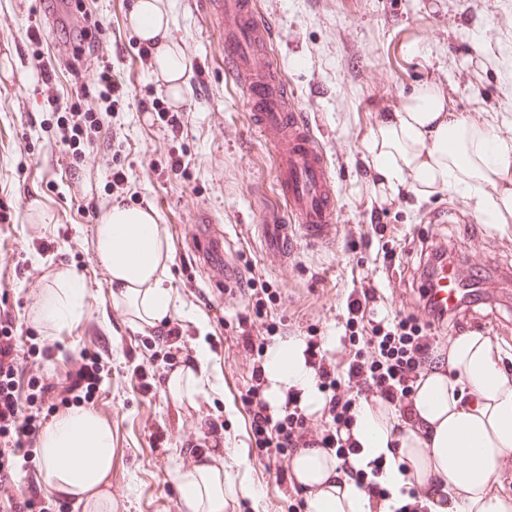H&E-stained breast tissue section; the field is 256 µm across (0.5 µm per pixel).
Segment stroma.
I'll return each mask as SVG.
<instances>
[{
  "mask_svg": "<svg viewBox=\"0 0 512 512\" xmlns=\"http://www.w3.org/2000/svg\"><path fill=\"white\" fill-rule=\"evenodd\" d=\"M277 36V65L323 140L337 181L342 230L334 244L298 240L287 267L271 271L262 260L257 225L273 194L272 161L243 106V90L224 77V46L192 0H163L171 23L163 44L176 46L191 66L181 101L167 95L155 71L138 58L140 40L129 24L134 0H81L85 15L103 29L96 52L72 68L79 28L49 26L45 0H0V59L14 65L0 76V274L12 288L0 307L15 317L26 350L51 348L46 382L65 377L69 358L99 353L106 376L95 393L107 410L115 463L108 480L117 497L112 512H181L178 469L195 466L193 447L203 444L210 422L223 424L210 463L230 478L252 485L254 497L233 501L235 512H305L306 495L293 483L277 485L247 438L242 396L251 365L232 339L245 314L243 294L212 287L194 266L189 226L197 213L224 227V248L245 279L269 282L277 300L270 321H286L289 340L319 336L331 354L344 348L352 275L376 272L382 244L405 250L425 232L456 256L479 248L488 263L479 297L465 306V333L496 338L512 369V223L478 219L461 195H418L404 189L384 215L373 213L376 174L366 144L384 117L416 89L433 87L453 111L481 123L495 119L512 130V0H257ZM421 49L407 54V45ZM43 51L61 96L90 82L97 55L112 62V74L127 89L87 163L74 160L60 141L58 117L47 106L34 69ZM157 102L179 113V137L140 102ZM182 158L171 172L172 154ZM120 169L128 183L117 193L110 183ZM155 211L166 232L171 261L167 287L171 322L187 334L181 360L170 366L151 356L144 335H161L166 324L147 329L132 323L112 301V283L96 262L97 219L82 211L84 198ZM458 212L456 224H430V211ZM71 270L86 282L82 318L57 332L41 326L34 307L57 274ZM195 284L187 295L186 284ZM210 355L209 382L193 399L171 396L167 380L193 367L199 349ZM236 367L225 371V360Z\"/></svg>",
  "mask_w": 512,
  "mask_h": 512,
  "instance_id": "35a3bbf8",
  "label": "stroma"
}]
</instances>
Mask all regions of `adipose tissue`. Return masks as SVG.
<instances>
[{
  "label": "adipose tissue",
  "mask_w": 512,
  "mask_h": 512,
  "mask_svg": "<svg viewBox=\"0 0 512 512\" xmlns=\"http://www.w3.org/2000/svg\"><path fill=\"white\" fill-rule=\"evenodd\" d=\"M169 23L162 0H135L129 24L142 40L161 38ZM155 61L167 94L181 99L189 71L185 58L167 46ZM366 148L381 183L390 189L402 185L423 195L458 193L491 224L512 216L511 190H485L496 181H512V138L501 137L493 123L477 124L452 112L447 99L431 89H418L401 109L388 113ZM95 257L112 280L114 302L134 323L153 327L170 318L173 297L163 285L170 256L154 211L107 209L96 225ZM84 311L83 280L64 270L38 305L36 318L48 329L62 330ZM503 356L492 337H455L446 371L428 375L417 390L418 426H395L368 406L359 410L348 433L357 448L351 463L366 472L380 464L377 478L390 491L385 505L374 506L363 486L344 478L331 451L297 453L292 471L307 495V512H392L413 481L443 495L436 512H512V489L497 474L498 460L512 455V373L503 369ZM265 375L271 410L280 409L290 390L310 411L321 410L323 395L300 345L270 348ZM461 454L470 457L468 467H458ZM39 456L48 485L84 501L92 512H106L112 428L92 410L58 415L42 437ZM173 480L181 491V512H224L231 497L254 494L252 486L230 482L220 466L179 469Z\"/></svg>",
  "instance_id": "1"
}]
</instances>
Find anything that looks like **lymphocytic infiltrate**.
<instances>
[{"label":"lymphocytic infiltrate","mask_w":512,"mask_h":512,"mask_svg":"<svg viewBox=\"0 0 512 512\" xmlns=\"http://www.w3.org/2000/svg\"><path fill=\"white\" fill-rule=\"evenodd\" d=\"M36 68L48 107L67 115L68 133L62 141L71 148L81 145L88 131L101 129L100 120L96 112L87 108V101L96 97L110 105L115 95L125 92L112 75L111 61L103 57L97 62L95 90L82 91L70 99L58 95L48 64L40 62ZM391 284V278L367 273L353 277L347 297L350 348L345 356H328L321 337L307 339L305 359L311 364L325 399L317 416L307 413L298 394L293 392L287 393L280 413H271L265 396L263 357L278 331L277 324L265 320L276 293L267 283L248 286V312L239 321L243 348L252 363L251 384L243 404L248 412L249 439L266 464L278 467L301 449L327 448L334 451L340 466L347 467L355 450L342 433L348 430L363 404L394 413L399 421L410 420L417 388L447 361L446 339L436 334L435 329L457 324L458 319L453 312L436 314L430 324L399 313L374 318L368 305ZM51 357L47 348L31 361L20 357L14 318L9 311L0 310V512H39L46 502L43 489L34 483L29 484L25 497H18L15 492L13 475L18 459L40 439L46 423L40 411L22 409V393L36 389L44 398L64 404L79 403L92 399L101 378L98 357L82 352L69 360L67 383L43 384L40 371Z\"/></svg>","instance_id":"obj_1"}]
</instances>
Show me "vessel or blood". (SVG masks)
Instances as JSON below:
<instances>
[{
	"mask_svg": "<svg viewBox=\"0 0 512 512\" xmlns=\"http://www.w3.org/2000/svg\"><path fill=\"white\" fill-rule=\"evenodd\" d=\"M204 10L224 39V74L246 90L244 106L274 162L277 196L263 212L259 226L269 267L280 268L297 241L332 244L340 229L336 179L327 150L275 65L271 46L276 28L263 17L256 0H204ZM195 263L210 284L235 290L239 275L224 256V229L207 215L192 226ZM481 254L467 267L434 263L424 302L408 307L419 322L438 311H452L477 295L475 275L483 271Z\"/></svg>",
	"mask_w": 512,
	"mask_h": 512,
	"instance_id": "b4317fda",
	"label": "vessel or blood"
}]
</instances>
